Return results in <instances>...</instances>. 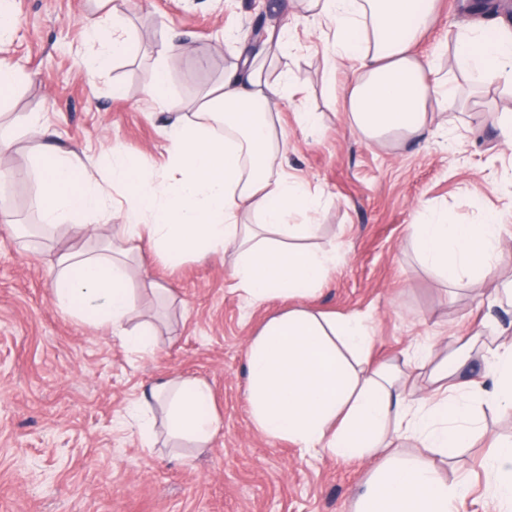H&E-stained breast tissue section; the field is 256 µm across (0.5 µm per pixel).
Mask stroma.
Here are the masks:
<instances>
[{"label":"stroma","instance_id":"stroma-1","mask_svg":"<svg viewBox=\"0 0 512 512\" xmlns=\"http://www.w3.org/2000/svg\"><path fill=\"white\" fill-rule=\"evenodd\" d=\"M13 9L18 23L0 40V59L22 80L0 100V135L19 150L0 156V165L15 166L30 150L25 133L37 115L55 130L57 146L104 156L118 149L164 171L169 115L145 96L159 43L175 30L191 47L164 61L169 91L187 113L239 51L258 53L270 79L286 76L292 86L277 105L285 137L279 170L321 197L309 245L341 256L312 307L364 318L378 361L438 336L472 337L489 316L512 326V308L484 295L512 278V146L486 119L487 110L512 108L511 86L494 84L470 111H442L425 141L374 144L351 131L337 91L352 62L337 56L329 22L300 18L297 0H13ZM116 9L132 53L88 78L79 61L96 47L85 30L111 25ZM439 10L415 51L443 73L448 61L438 52L471 16L464 0H439ZM273 28L283 32L282 47L264 44ZM331 68L332 86L324 81ZM305 111L316 114V127L300 124ZM4 193L14 200L13 219L39 223L35 173ZM489 211L505 224L494 277L451 285L418 261L411 225L443 214L476 224ZM80 244L64 227L47 239L0 232V512H353L370 459L300 456L251 418L247 347L288 299L249 300L228 256L158 263L151 278L163 291H140L139 306L161 342L147 354L131 351L111 328L82 322L52 300L55 255ZM174 377L211 387L221 428L207 447L193 448L162 426L156 448L144 449L127 409ZM479 415L482 434L443 468L449 481L469 487L459 512H490L480 461L494 439L512 438V412L483 405Z\"/></svg>","mask_w":512,"mask_h":512}]
</instances>
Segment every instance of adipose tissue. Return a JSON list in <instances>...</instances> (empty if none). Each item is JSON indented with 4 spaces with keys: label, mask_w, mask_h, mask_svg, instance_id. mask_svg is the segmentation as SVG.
Returning a JSON list of instances; mask_svg holds the SVG:
<instances>
[{
    "label": "adipose tissue",
    "mask_w": 512,
    "mask_h": 512,
    "mask_svg": "<svg viewBox=\"0 0 512 512\" xmlns=\"http://www.w3.org/2000/svg\"><path fill=\"white\" fill-rule=\"evenodd\" d=\"M437 2L307 0L309 11L332 24L337 56L356 65L341 96L351 129L363 138L420 139L434 107L456 102L454 80L437 77L412 51L432 25ZM92 37L100 49L85 62L87 75L129 52L120 21L111 34ZM448 67L476 69L490 83L512 82V29L491 32L474 23L460 30ZM284 89L256 57H247L189 117L170 97L164 67H156L146 93L173 116L166 176L115 152L106 181H99L53 145L48 125L33 119L27 134L39 148L41 228L50 234L65 226L86 241L58 253L51 294L79 320L118 330L123 347L149 352L157 340L153 326L139 319L132 266L145 271L155 260L175 266L189 257L233 254L232 276L249 299L292 301L248 345L245 394L257 428L309 454L370 458L355 512H455L465 486L448 483L424 458L402 459L398 442L413 439L423 453L444 459L467 446L478 423L475 390L488 379L486 400L512 410V337H500L483 376L464 380L460 358L440 355L431 343L371 361L373 338L363 319L331 318L308 305L334 271L336 255L302 247L317 232L319 197L276 169L282 144L273 109ZM114 188L126 193L118 210ZM111 211L120 223L100 225ZM411 235L420 263L451 284L481 278L501 251V226L492 214L479 224L432 218L412 225ZM150 396L165 406L173 437L201 448L220 429L203 382L171 378ZM493 448L483 464L487 488L497 512H512V442Z\"/></svg>",
    "instance_id": "obj_1"
}]
</instances>
